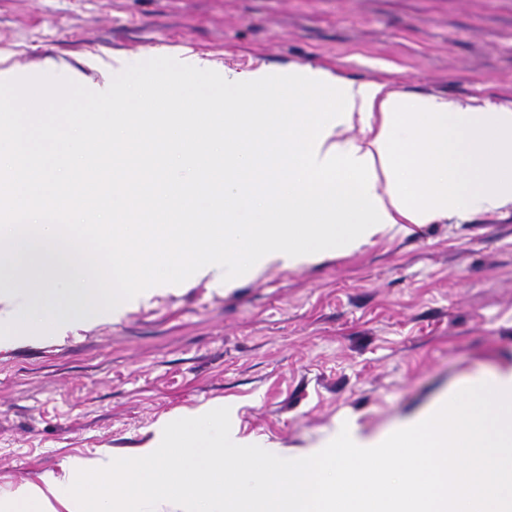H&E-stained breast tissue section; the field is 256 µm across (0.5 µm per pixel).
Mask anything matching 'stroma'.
Wrapping results in <instances>:
<instances>
[{
  "label": "stroma",
  "instance_id": "1",
  "mask_svg": "<svg viewBox=\"0 0 512 512\" xmlns=\"http://www.w3.org/2000/svg\"><path fill=\"white\" fill-rule=\"evenodd\" d=\"M284 76L311 68L414 97L512 108V0H0V70L171 55ZM512 366V205L457 211L235 286L185 269L114 321L0 349V497L63 462L145 447L226 407L294 459L377 437L477 373Z\"/></svg>",
  "mask_w": 512,
  "mask_h": 512
}]
</instances>
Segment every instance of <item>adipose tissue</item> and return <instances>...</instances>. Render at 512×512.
<instances>
[{"label": "adipose tissue", "mask_w": 512, "mask_h": 512, "mask_svg": "<svg viewBox=\"0 0 512 512\" xmlns=\"http://www.w3.org/2000/svg\"><path fill=\"white\" fill-rule=\"evenodd\" d=\"M87 71L66 67L60 84L43 95L70 100L94 88L90 124L84 112L53 131L25 105L30 82L0 71V349L22 329L41 324L65 304L69 319L116 318L138 298L130 285L128 253L148 247L195 264L232 286L242 275L275 262L292 269L329 248L349 251L398 224H429L448 212H493L512 204V109L436 96L408 97L376 84H355L304 69L289 78L278 100L270 75L233 71L215 84L225 128L207 113L192 124L169 123L162 134L136 126L127 98L111 79L94 83ZM278 107L277 125L247 129L244 110ZM361 122L368 138L339 140L335 131ZM97 138L110 158L117 196L99 198L101 176L85 165V142ZM203 148L194 172L188 153ZM198 175L223 203L222 221L199 224L200 203L190 190ZM178 200L160 204L159 195ZM53 198L54 210L41 209ZM95 216L102 235L122 242L108 278L78 241L77 228Z\"/></svg>", "instance_id": "adipose-tissue-1"}]
</instances>
